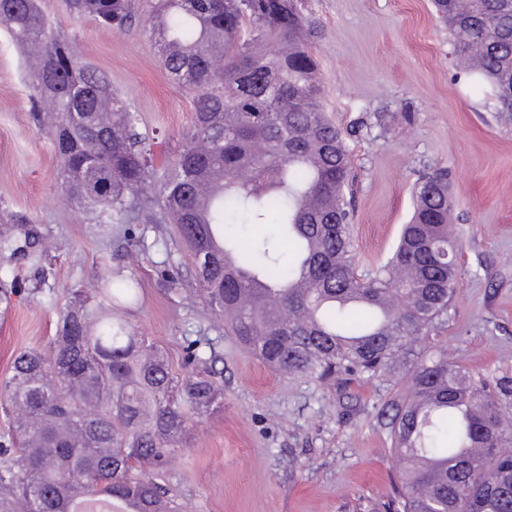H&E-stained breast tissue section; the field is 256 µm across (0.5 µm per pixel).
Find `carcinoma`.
Listing matches in <instances>:
<instances>
[{"instance_id":"carcinoma-1","label":"carcinoma","mask_w":512,"mask_h":512,"mask_svg":"<svg viewBox=\"0 0 512 512\" xmlns=\"http://www.w3.org/2000/svg\"><path fill=\"white\" fill-rule=\"evenodd\" d=\"M72 17L142 27L168 79L194 95L181 149L158 162L137 113L83 62L38 0H0V23L31 59L29 100L57 121L51 140L64 198L95 224L177 225L214 316L271 370L325 383L412 365L392 416L393 512H512V379L493 385L440 349L413 360L437 330L461 273L448 233V170L418 175L413 212L388 260L356 272L351 156L320 106L315 28L298 0H157L138 21L131 0H63ZM459 73L491 87L512 120V0H433ZM158 184L159 205L148 194ZM241 224L271 226L245 235ZM52 241L36 227L0 231V253ZM140 282L108 277L71 290L53 350L19 353L0 382V512H68L56 494L136 501L179 512L150 474L192 423L224 411L209 373L173 374L166 354L115 311ZM213 344L184 339L186 365Z\"/></svg>"}]
</instances>
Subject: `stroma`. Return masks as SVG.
Here are the masks:
<instances>
[{
    "label": "stroma",
    "mask_w": 512,
    "mask_h": 512,
    "mask_svg": "<svg viewBox=\"0 0 512 512\" xmlns=\"http://www.w3.org/2000/svg\"><path fill=\"white\" fill-rule=\"evenodd\" d=\"M320 26L313 44L322 104L352 159V237L358 272L387 259L411 215L412 188L428 165L446 167L451 222L464 268L456 298L429 343L476 376L512 377V122L496 117L491 89L460 77L431 0H302ZM43 14L73 39L139 115L141 132L174 158L194 117L190 93L172 84L141 29L71 18L62 0ZM58 159L30 111L24 55L0 25V228L38 226L50 253L0 254V379L23 350H49L70 291L102 274L136 276L142 303L126 315L181 371L183 340H212L209 370L224 411L195 422L187 445L155 469L182 512H385L398 465L390 405L404 368L329 387L268 369L211 314L189 274L193 259L171 224L139 242L92 224L62 201ZM179 270L169 288L165 271Z\"/></svg>",
    "instance_id": "1"
}]
</instances>
